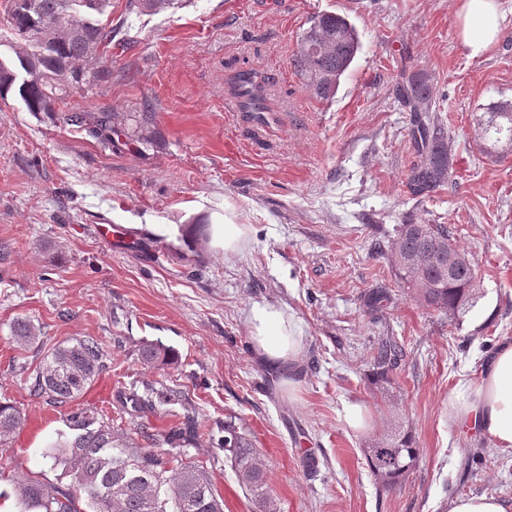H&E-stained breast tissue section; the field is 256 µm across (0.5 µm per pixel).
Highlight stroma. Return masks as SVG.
I'll use <instances>...</instances> for the list:
<instances>
[{
  "label": "stroma",
  "mask_w": 512,
  "mask_h": 512,
  "mask_svg": "<svg viewBox=\"0 0 512 512\" xmlns=\"http://www.w3.org/2000/svg\"><path fill=\"white\" fill-rule=\"evenodd\" d=\"M126 2L112 0L124 43L106 61L111 86L72 98L127 116L151 102V151H111L20 99L0 101V396L41 422L14 434L0 492L21 473L55 482L43 452L66 429L63 410L30 395L17 359L35 368L48 348L90 336L104 368L81 403L111 413L119 393L147 384L182 392L197 420L186 453L210 467L224 512H255L222 448L232 416L279 512H446L454 496L483 492L512 500V453L448 419L458 381L477 379L512 340V153L486 155L474 130L489 103L512 100V22L472 58L457 37L462 0H179L138 16ZM322 12L343 16L360 42L326 101L290 65L300 31ZM234 58L271 78L280 121L259 128L226 104ZM404 66L444 96L452 149L450 184L422 201L405 187L414 150L394 93ZM407 221L450 226L474 264L481 297L460 322L400 288L386 252ZM225 223L248 228L230 255L213 243ZM97 224L149 229L168 262L153 268L114 248ZM380 286L391 297L368 313L363 295ZM257 302L303 324V354L286 371L251 349L245 312ZM18 317L39 324L42 344L16 348ZM388 333L408 357L381 386L367 360ZM146 341L173 348V363L144 364ZM348 401L369 408L364 430L345 425ZM397 425L419 461L385 489L364 450Z\"/></svg>",
  "instance_id": "stroma-1"
}]
</instances>
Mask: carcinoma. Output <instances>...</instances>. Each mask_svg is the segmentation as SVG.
I'll return each mask as SVG.
<instances>
[{"label": "carcinoma", "instance_id": "cac0c4a2", "mask_svg": "<svg viewBox=\"0 0 512 512\" xmlns=\"http://www.w3.org/2000/svg\"><path fill=\"white\" fill-rule=\"evenodd\" d=\"M7 27L17 38L14 53L25 76L0 62V99L20 97L30 112H59L67 125L79 127L108 148L132 146L143 151L151 137L127 124L114 112H89L67 101L72 88L103 91L112 83V69L96 65L106 57L117 28L103 20L109 0H8ZM173 0H127V9L158 12ZM360 43L353 26L344 17L325 12L313 16L298 36L291 56L293 70L322 100L332 98L349 70ZM247 109L260 112L269 94L270 82H257L247 70H233ZM395 93L412 121L408 135L416 152L408 170L406 187L414 198H426L447 186L451 178L448 131L439 115L430 78L420 72L401 70ZM476 130L490 156L499 149H512V101L501 100L476 116ZM455 262L448 266V254ZM389 262L395 278L410 294L448 321H459L478 298V274L468 255L453 243L446 224H401ZM11 339L20 349L39 342L40 327L27 318L11 324ZM407 356L395 336H381L373 344L370 365L377 383H389ZM104 351L93 337L55 346L44 364L27 373L31 395L56 407H66L80 398L104 367ZM148 365H167L174 356L153 342L142 346ZM130 407L110 417L94 407L66 415L74 434L60 438L44 452L52 466L61 467L60 482L47 484L35 476L15 480L14 492L20 512H80L81 501L96 512H224V500L212 483L204 464L186 461L171 453L183 447L196 433L194 415L185 413L179 425L153 432L146 418L161 405L179 400L171 391L146 387L145 394L127 397ZM25 417L15 404L0 401V452L7 453L12 435ZM224 451L239 484L252 496L256 512H277L269 495L267 475L258 462L256 449L245 430L233 419L224 422ZM374 477L392 469L382 483L394 486L414 469L418 450L411 436L396 429L364 449ZM68 484H63V480Z\"/></svg>", "mask_w": 512, "mask_h": 512}]
</instances>
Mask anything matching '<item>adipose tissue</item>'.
Wrapping results in <instances>:
<instances>
[{"label":"adipose tissue","instance_id":"adipose-tissue-1","mask_svg":"<svg viewBox=\"0 0 512 512\" xmlns=\"http://www.w3.org/2000/svg\"><path fill=\"white\" fill-rule=\"evenodd\" d=\"M512 16L500 0H464L457 34L470 57L485 55L499 40ZM252 350L265 364L287 366L302 349L303 327L287 307L253 304L245 315ZM449 418L463 429L478 431L495 449L512 450V342L503 341L484 365L479 380L461 382L448 397Z\"/></svg>","mask_w":512,"mask_h":512}]
</instances>
